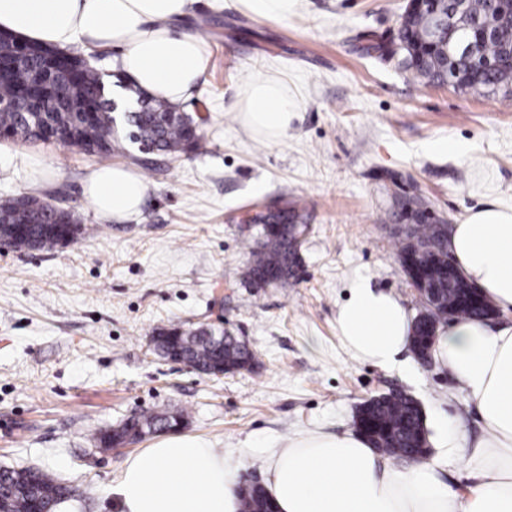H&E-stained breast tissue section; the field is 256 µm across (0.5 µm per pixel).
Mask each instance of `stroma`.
<instances>
[{
  "label": "stroma",
  "instance_id": "35a3bbf8",
  "mask_svg": "<svg viewBox=\"0 0 512 512\" xmlns=\"http://www.w3.org/2000/svg\"><path fill=\"white\" fill-rule=\"evenodd\" d=\"M406 3L303 0L271 21L231 0H195L181 27L206 28L209 55L181 109L206 117V148L145 154L127 142L113 153L148 185L129 219L102 217L86 199L97 156L0 140V200L29 192L89 229L51 253H0V467L54 473L73 490L71 512H117L112 488L124 461L156 438L106 449L94 437L144 412L185 413L183 434L210 447L254 449L242 485L265 479L267 449L352 428L360 403L394 388L420 402L428 433L460 418L479 434L446 369L409 350L388 368L355 362L336 328L361 278L410 315L421 310L399 263L402 227L388 218L401 195L420 196L450 224L489 202L512 209V102L426 86L396 60L367 54ZM76 54L99 69L119 110L135 109L132 86L115 80L119 52ZM265 75L294 104L275 141L238 112ZM295 201L306 207L298 276L285 288L254 287L242 277L241 219ZM200 326L237 336L258 367L207 376L154 353L160 330Z\"/></svg>",
  "mask_w": 512,
  "mask_h": 512
}]
</instances>
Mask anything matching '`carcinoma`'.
<instances>
[{"mask_svg": "<svg viewBox=\"0 0 512 512\" xmlns=\"http://www.w3.org/2000/svg\"><path fill=\"white\" fill-rule=\"evenodd\" d=\"M467 40L476 41L475 53L458 50ZM512 49V20L503 0H408L400 16L396 34L386 42L368 47L367 53L381 59L400 56L399 64L412 78L426 85H451L473 96L499 91L512 100V71L498 67ZM35 51L20 56L13 43L0 41V132L21 141H37V127L63 126L76 131L67 146L101 159L112 155L119 144L113 123L112 103L93 95L101 89L96 69L84 66L75 75L50 71L45 58ZM87 112H97L96 122L85 126ZM122 121L126 137L148 153L197 152L205 139L193 117L163 100L143 98L138 108L125 113ZM303 208L292 204L276 207L254 218L261 225L257 236L247 241L248 259L244 278L257 288L270 285L288 287L300 267L301 258L293 249L295 233L301 228ZM393 221L410 225L407 242L399 255L415 254L428 267L431 286L439 304L426 307L413 324L410 346L419 348L427 334L456 318L490 320L493 308L486 302L470 309L461 304L469 283L460 274L448 273L447 232L440 220L420 203L405 204L391 214ZM24 229V237L13 242L16 250L50 252L62 245L66 232L73 237L84 233L69 210H58L43 198L25 194L0 201V237H12L14 228ZM219 344L202 332L170 329L153 338L156 349L166 358L176 356L199 371L219 365L230 373L252 366L256 353L237 337L222 333ZM356 419L361 433L373 448L401 461L423 455V413L419 403L405 391L378 395L360 406ZM176 417L147 413L117 430L97 435L100 448L112 447L113 440L141 428L157 432L172 430ZM68 494L55 475L39 469L15 470L0 467V504L7 512H53ZM274 504L266 491L252 485L241 492V512H272Z\"/></svg>", "mask_w": 512, "mask_h": 512, "instance_id": "cac0c4a2", "label": "carcinoma"}]
</instances>
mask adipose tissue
I'll return each mask as SVG.
<instances>
[{
	"mask_svg": "<svg viewBox=\"0 0 512 512\" xmlns=\"http://www.w3.org/2000/svg\"><path fill=\"white\" fill-rule=\"evenodd\" d=\"M191 0H0V31L48 47L117 48L120 67L148 97L178 105L197 91L204 42L177 29ZM250 131L280 139L292 104L277 79L252 81L240 109ZM145 181L103 165L85 185L101 215L136 214ZM448 251L492 306L512 312V210L490 203L448 229ZM339 338L353 360L392 366L407 348L411 319L393 294L359 280L337 311ZM435 359L458 380L482 434L457 422L441 428L434 454L393 464L355 430L299 434L267 452L265 487L277 512H512V323L449 321ZM252 449L224 453L192 436H166L129 456L112 489L120 512H239L236 478ZM467 473L452 486L449 462Z\"/></svg>",
	"mask_w": 512,
	"mask_h": 512,
	"instance_id": "adipose-tissue-1",
	"label": "adipose tissue"
}]
</instances>
